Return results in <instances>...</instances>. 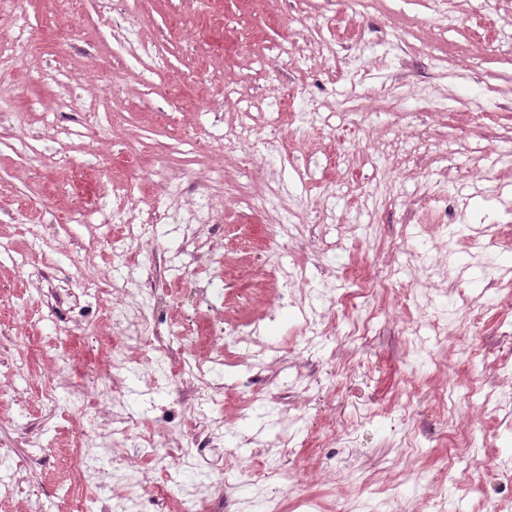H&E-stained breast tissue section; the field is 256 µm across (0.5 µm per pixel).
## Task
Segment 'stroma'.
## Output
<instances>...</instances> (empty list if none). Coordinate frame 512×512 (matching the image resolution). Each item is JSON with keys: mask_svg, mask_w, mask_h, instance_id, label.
<instances>
[{"mask_svg": "<svg viewBox=\"0 0 512 512\" xmlns=\"http://www.w3.org/2000/svg\"><path fill=\"white\" fill-rule=\"evenodd\" d=\"M447 7L0 0V442L17 453L0 476L38 444L11 512L95 494L105 512L109 488L73 478L84 423L65 405L105 431L127 417L114 445L131 456L166 426L179 462L127 471L137 512H178L187 474L216 465L197 512H512V0L432 27ZM311 26L334 59L309 55ZM245 112L243 168L224 135ZM360 259L386 286L343 279ZM293 267L282 290L270 273ZM158 293L160 345L148 363L125 349L136 372L104 399L118 310ZM327 294L332 335L303 320ZM194 360L226 390L235 455L177 446L207 425L193 390L167 385ZM470 430L483 446L449 459Z\"/></svg>", "mask_w": 512, "mask_h": 512, "instance_id": "1", "label": "stroma"}]
</instances>
